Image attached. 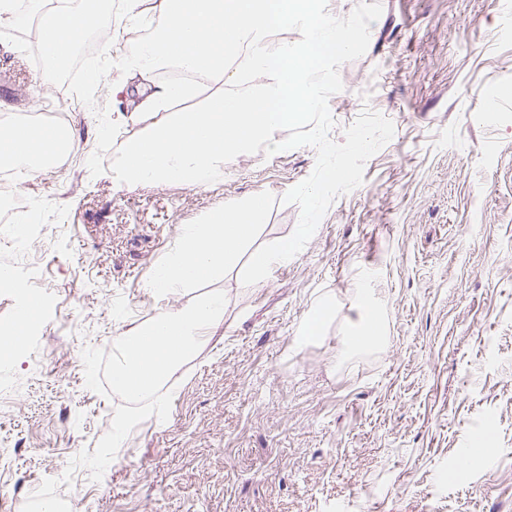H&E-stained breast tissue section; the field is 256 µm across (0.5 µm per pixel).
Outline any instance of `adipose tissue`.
<instances>
[{"mask_svg":"<svg viewBox=\"0 0 512 512\" xmlns=\"http://www.w3.org/2000/svg\"><path fill=\"white\" fill-rule=\"evenodd\" d=\"M151 2L160 24L145 51L122 56L137 79L139 100L112 156V182L118 187L178 183L207 184L227 161L256 147L274 152L277 134L312 115L320 97L310 72L322 55H348L360 36L350 21L334 22L321 0H124L129 19ZM90 0H0V23L20 26L39 20L42 39L86 34ZM293 28L292 48L268 46L272 29ZM174 64L202 77L218 76L239 92H213L205 108L175 112L174 98L197 88L154 82L155 72ZM53 134L10 122L0 124V161L43 156ZM266 217L256 197L215 212L207 223L183 225L167 257L148 274L147 285L164 296L197 282L217 279Z\"/></svg>","mask_w":512,"mask_h":512,"instance_id":"ef3b65f1","label":"adipose tissue"}]
</instances>
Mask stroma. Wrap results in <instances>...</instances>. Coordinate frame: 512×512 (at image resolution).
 <instances>
[{
    "instance_id": "stroma-1",
    "label": "stroma",
    "mask_w": 512,
    "mask_h": 512,
    "mask_svg": "<svg viewBox=\"0 0 512 512\" xmlns=\"http://www.w3.org/2000/svg\"><path fill=\"white\" fill-rule=\"evenodd\" d=\"M381 5L367 52L339 68L330 137L343 141L367 108L395 134L260 288L241 272L251 251L295 231L300 208L282 198L313 171L314 147L232 159L200 187H116L118 142L100 129L133 106L100 102L87 74L128 83L129 40L97 66L76 50L45 84L26 41L0 38L29 112L66 113L81 145L19 186L41 226L26 259L0 223V266L21 268L74 318L0 356V446L12 458L0 491L17 505L94 451L121 403L87 388L82 350H111L161 309L219 290L224 332L167 382L168 419L135 431L107 482L79 468L83 491L59 493L71 512H512V39L493 36L512 17L496 0ZM254 196L265 221L222 278L163 298L147 288L183 225ZM367 272L389 341L354 352L343 338ZM486 423L489 453L458 475Z\"/></svg>"
}]
</instances>
